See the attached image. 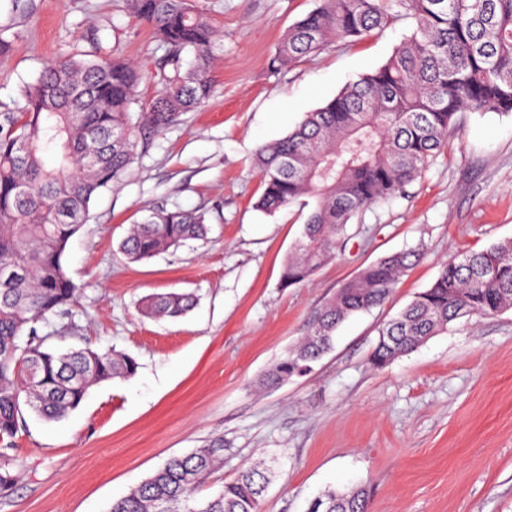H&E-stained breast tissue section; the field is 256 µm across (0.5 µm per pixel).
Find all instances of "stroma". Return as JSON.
I'll use <instances>...</instances> for the list:
<instances>
[{
	"instance_id": "35a3bbf8",
	"label": "stroma",
	"mask_w": 512,
	"mask_h": 512,
	"mask_svg": "<svg viewBox=\"0 0 512 512\" xmlns=\"http://www.w3.org/2000/svg\"><path fill=\"white\" fill-rule=\"evenodd\" d=\"M321 0H197L222 33L213 90L150 136L122 180L93 201L65 270L81 293L66 317L39 324L49 347L113 349L138 369L93 387L65 419L25 413L13 439L23 476L0 512H108L169 458L224 441V460L195 496H212L253 461H274L262 512H307L330 489L362 485L369 512H512V309L448 324L385 368L371 362L388 320L435 281L452 253L512 239V114L466 112L460 136L405 196L348 226L344 251L303 283L284 264L310 212L268 215L257 148L384 64L412 31L401 20L339 39L297 65L273 61L288 28ZM119 51L157 91L165 54L125 0H0L11 39L0 108L51 60ZM204 213L207 233L141 262L119 245L155 209ZM419 251L383 305L345 320L331 349L278 387L260 381L306 336L320 310L366 266ZM190 292L178 319L144 315L145 296Z\"/></svg>"
}]
</instances>
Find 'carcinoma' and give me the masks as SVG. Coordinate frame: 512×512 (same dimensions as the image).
I'll list each match as a JSON object with an SVG mask.
<instances>
[{
	"label": "carcinoma",
	"instance_id": "obj_1",
	"mask_svg": "<svg viewBox=\"0 0 512 512\" xmlns=\"http://www.w3.org/2000/svg\"><path fill=\"white\" fill-rule=\"evenodd\" d=\"M126 5L165 47L157 72L161 88L139 122L131 107L142 74L117 55L53 60L25 85L21 102L0 113V498L22 478L10 439L24 411L59 421L91 387L136 373V361L112 349H47L35 324L76 298L79 288L63 265L68 243L87 223L97 194L118 183L134 162L139 129L163 130L202 105L213 89L218 29L194 0ZM399 19L411 20L413 30L385 64L307 113L286 137L257 150L264 187L259 210L272 214L302 197L315 200L284 266L285 288L335 256L354 217L405 193L456 135L458 114L512 113V0H322L284 34L274 61L298 63L334 39L361 37ZM205 233L204 214L162 208L132 225L120 250L140 262ZM419 257L416 251L386 257L346 282L262 386L274 387L319 359L336 327L388 299ZM194 304L188 292L152 294L142 311L178 318ZM507 307L512 240L454 254L433 284L386 324L371 361L384 368L456 319ZM223 457L220 439L173 457L109 512H261L270 475L263 462L242 469L216 495L193 497ZM367 497L362 487L331 491L309 512H367Z\"/></svg>",
	"mask_w": 512,
	"mask_h": 512
}]
</instances>
